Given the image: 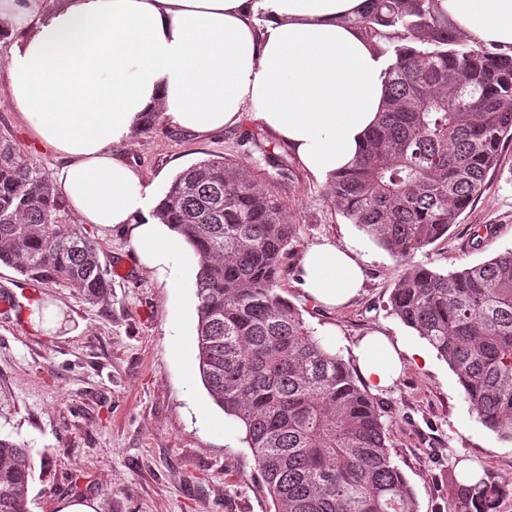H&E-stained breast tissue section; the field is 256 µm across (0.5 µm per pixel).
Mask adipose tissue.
<instances>
[{
	"instance_id": "obj_1",
	"label": "adipose tissue",
	"mask_w": 512,
	"mask_h": 512,
	"mask_svg": "<svg viewBox=\"0 0 512 512\" xmlns=\"http://www.w3.org/2000/svg\"><path fill=\"white\" fill-rule=\"evenodd\" d=\"M457 30L512 47V0H439ZM368 0H0V96L36 140L63 159L53 181L85 223L125 225L137 254L169 287L182 284V238L156 215L157 182L119 150L150 112L204 136L244 113L275 133L314 176L352 164L376 122L387 63L353 26ZM311 299L347 302L363 267L347 246L304 253ZM373 391L390 388L404 358L427 361L382 333L355 351Z\"/></svg>"
}]
</instances>
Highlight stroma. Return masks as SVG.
<instances>
[{
  "mask_svg": "<svg viewBox=\"0 0 512 512\" xmlns=\"http://www.w3.org/2000/svg\"><path fill=\"white\" fill-rule=\"evenodd\" d=\"M261 130L247 118L199 137L155 113L121 153L164 191L177 173L212 154L257 165L248 136ZM0 131L45 173L58 166V158L24 129L16 107L1 98ZM276 152L288 159L290 177L276 188L296 226L282 295L346 362H353L354 347L373 331L417 342L388 308L403 264L325 199V180L291 157L285 143ZM478 225L495 233L477 247L472 232ZM81 230L96 242L111 280L107 303L90 304L65 285L42 284L0 265V298L11 299L10 308L0 307V434L32 450L29 512H59L63 502L83 499L94 502L96 512H274L243 430L224 424L196 362L183 355L195 346V283L166 287L141 264L122 227L104 233L85 224ZM324 239L350 244L364 267L359 295L338 308L310 300L297 285L304 252ZM508 249L512 145L447 237L414 260L446 273ZM38 298L66 315L45 334L28 321V305ZM375 399L418 512H448V472L465 463L496 474L507 488L497 512H512V443L471 412L446 362L408 361L396 384Z\"/></svg>",
  "mask_w": 512,
  "mask_h": 512,
  "instance_id": "1",
  "label": "stroma"
}]
</instances>
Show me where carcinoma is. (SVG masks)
<instances>
[{
	"label": "carcinoma",
	"instance_id": "carcinoma-1",
	"mask_svg": "<svg viewBox=\"0 0 512 512\" xmlns=\"http://www.w3.org/2000/svg\"><path fill=\"white\" fill-rule=\"evenodd\" d=\"M393 60L365 146L324 190L350 223L401 262L445 236L482 194L512 141V54L473 46L437 0H370L354 21ZM254 151L288 164L258 133ZM64 202L0 131V263L104 304L96 242L61 219ZM156 215L195 250L198 371L245 429L275 512H418L374 397L278 292L296 225L253 168L212 154L180 171ZM389 308L457 377L480 422L512 442V250L447 274L405 270ZM31 449L0 436V512H29ZM488 469L448 480V512H496Z\"/></svg>",
	"mask_w": 512,
	"mask_h": 512
}]
</instances>
